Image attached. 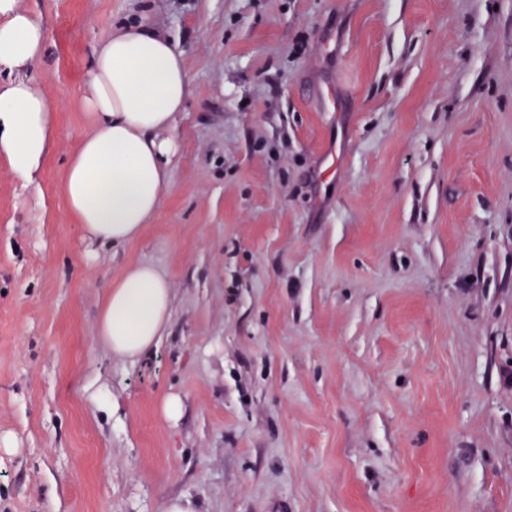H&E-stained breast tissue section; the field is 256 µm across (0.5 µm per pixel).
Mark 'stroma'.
<instances>
[{
  "mask_svg": "<svg viewBox=\"0 0 512 512\" xmlns=\"http://www.w3.org/2000/svg\"><path fill=\"white\" fill-rule=\"evenodd\" d=\"M19 5L56 142L34 187L0 159V512H512V0ZM141 15L189 94L112 247L62 186L91 50ZM132 263L172 288L135 361L96 338Z\"/></svg>",
  "mask_w": 512,
  "mask_h": 512,
  "instance_id": "stroma-1",
  "label": "stroma"
}]
</instances>
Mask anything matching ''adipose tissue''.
<instances>
[{
  "label": "adipose tissue",
  "instance_id": "1",
  "mask_svg": "<svg viewBox=\"0 0 512 512\" xmlns=\"http://www.w3.org/2000/svg\"><path fill=\"white\" fill-rule=\"evenodd\" d=\"M45 48L44 25L18 0H0V157L29 185L56 133L52 100L26 75ZM188 88L182 51L147 20L119 23L93 47L83 105L94 127L63 182L68 209L90 240L129 243L155 218L178 150L170 131ZM171 296L156 268L126 266L106 291L98 340L112 355L145 356L169 323Z\"/></svg>",
  "mask_w": 512,
  "mask_h": 512
}]
</instances>
